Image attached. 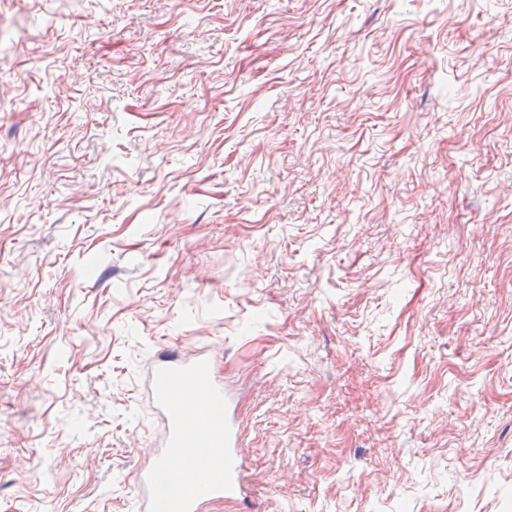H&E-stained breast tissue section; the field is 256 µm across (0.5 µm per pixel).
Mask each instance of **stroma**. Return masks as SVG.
<instances>
[{"label": "stroma", "instance_id": "obj_1", "mask_svg": "<svg viewBox=\"0 0 512 512\" xmlns=\"http://www.w3.org/2000/svg\"><path fill=\"white\" fill-rule=\"evenodd\" d=\"M0 19V512H129L169 344L261 512H512V0Z\"/></svg>", "mask_w": 512, "mask_h": 512}]
</instances>
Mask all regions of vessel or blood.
<instances>
[{"label": "vessel or blood", "instance_id": "vessel-or-blood-1", "mask_svg": "<svg viewBox=\"0 0 512 512\" xmlns=\"http://www.w3.org/2000/svg\"><path fill=\"white\" fill-rule=\"evenodd\" d=\"M144 386L161 432L135 474L133 512H208L223 500L249 512L239 430L209 352L158 350Z\"/></svg>", "mask_w": 512, "mask_h": 512}]
</instances>
